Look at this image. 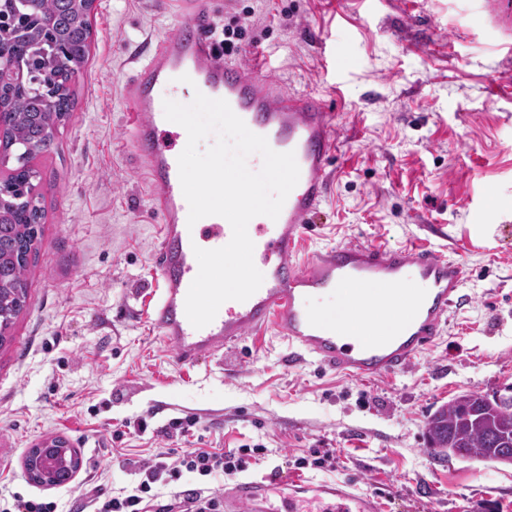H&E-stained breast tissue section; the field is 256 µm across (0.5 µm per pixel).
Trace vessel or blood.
Returning a JSON list of instances; mask_svg holds the SVG:
<instances>
[{
  "instance_id": "b4317fda",
  "label": "vessel or blood",
  "mask_w": 512,
  "mask_h": 512,
  "mask_svg": "<svg viewBox=\"0 0 512 512\" xmlns=\"http://www.w3.org/2000/svg\"><path fill=\"white\" fill-rule=\"evenodd\" d=\"M174 2L177 32L158 40L145 58L134 59L126 91V133L161 223L154 254L161 287L149 313L151 327L182 365L223 354L246 336L271 329L289 348L339 374L373 379L405 369L449 322L462 298V265L416 244L351 243L301 257V241L329 191L333 115L318 98L277 86L267 56L253 54L246 69L235 53L207 37L214 24L205 0ZM184 75L205 96L226 100L273 150L294 152L300 170L279 217L248 224L253 255L264 267L261 287L246 301L224 302L200 329L185 313L198 273L194 250L225 246L232 228L216 215L187 223L176 146L187 133L166 119L159 98L163 92L177 95ZM224 512H381V504L345 481L295 476L284 485L271 475L225 488Z\"/></svg>"
}]
</instances>
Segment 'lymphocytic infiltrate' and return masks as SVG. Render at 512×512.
<instances>
[{"mask_svg": "<svg viewBox=\"0 0 512 512\" xmlns=\"http://www.w3.org/2000/svg\"><path fill=\"white\" fill-rule=\"evenodd\" d=\"M266 454L263 445L244 446L228 451L211 452L188 448L179 453L158 452L141 461L123 460V467L135 470L140 482L120 496L102 493L98 487L86 489L91 512H222L223 499L212 487L213 479L246 472L252 462ZM203 477L201 485L178 489L183 473ZM171 487L170 496L155 492V484Z\"/></svg>", "mask_w": 512, "mask_h": 512, "instance_id": "obj_1", "label": "lymphocytic infiltrate"}]
</instances>
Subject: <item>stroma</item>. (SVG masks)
I'll return each instance as SVG.
<instances>
[{
  "label": "stroma",
  "instance_id": "1",
  "mask_svg": "<svg viewBox=\"0 0 512 512\" xmlns=\"http://www.w3.org/2000/svg\"><path fill=\"white\" fill-rule=\"evenodd\" d=\"M172 0H96L75 104L36 159L44 212L27 299L0 345V486L78 512L80 488L136 486L126 458L263 444L249 476L291 475L336 451L317 481L347 480L382 512H512V466L437 461L428 416L458 394L512 395V28L483 0H206L216 24L252 17L242 45L335 121L331 193L302 252L415 242L460 262L463 302L436 344L371 380L289 357L274 331L178 365L148 313L159 220L125 125L130 58L173 34ZM196 419L188 435L174 422ZM145 432L115 439L125 422ZM61 438L81 466L43 487L26 449ZM336 456L335 450L326 448L324 450H320L315 448L310 453V458L301 457L294 461H291V466L294 469H326V468H335Z\"/></svg>",
  "mask_w": 512,
  "mask_h": 512
}]
</instances>
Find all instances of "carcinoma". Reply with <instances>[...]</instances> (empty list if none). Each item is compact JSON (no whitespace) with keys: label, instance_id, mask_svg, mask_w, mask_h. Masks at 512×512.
Segmentation results:
<instances>
[{"label":"carcinoma","instance_id":"1","mask_svg":"<svg viewBox=\"0 0 512 512\" xmlns=\"http://www.w3.org/2000/svg\"><path fill=\"white\" fill-rule=\"evenodd\" d=\"M22 16L19 25L0 30V41L27 48L25 63L39 69L51 64L40 35L49 24L65 40L71 51L70 70L86 56L91 26L81 5L74 0H0V8ZM7 106L0 112L6 143L22 141L37 153L51 149L60 125L61 109L73 107V93L64 87L60 106L44 108L40 96L17 86L3 91ZM15 177L7 193L0 196V341L22 310L27 296L26 271L36 252L40 207L30 195L25 165L14 169ZM427 445L433 457L448 461H497L512 465V397L491 400L478 393H462L448 405L432 413L425 425Z\"/></svg>","mask_w":512,"mask_h":512}]
</instances>
